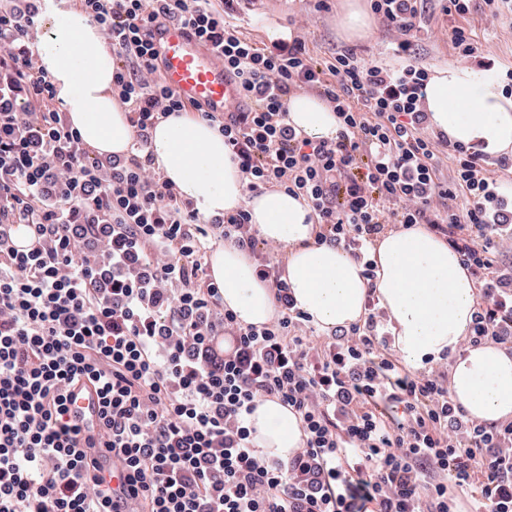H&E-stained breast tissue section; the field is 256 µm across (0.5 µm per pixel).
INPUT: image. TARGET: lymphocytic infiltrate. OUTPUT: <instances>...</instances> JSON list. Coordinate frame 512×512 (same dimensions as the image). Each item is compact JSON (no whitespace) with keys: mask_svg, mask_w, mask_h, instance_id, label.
I'll return each instance as SVG.
<instances>
[{"mask_svg":"<svg viewBox=\"0 0 512 512\" xmlns=\"http://www.w3.org/2000/svg\"><path fill=\"white\" fill-rule=\"evenodd\" d=\"M122 64L112 89L129 111L132 153L90 156L37 63L30 32L50 0H0V512H512V420L487 425L450 396L448 364L420 371L392 353L387 314L317 334L283 275L281 246L246 209L201 219L156 173L150 132L193 111L224 137L251 193L303 198L316 244L343 247L373 284L387 231L422 224L472 276L463 348L512 351V155L490 157L429 125L427 68L415 63L425 0H370L407 56L400 69L349 50L315 64L299 37L240 36L234 0H77ZM183 25L237 80L245 110L213 112L157 74L154 29ZM339 123L310 140L288 122L297 93ZM35 243L12 246L14 225ZM231 243L256 260L279 304L241 326L207 274ZM233 350H215L218 336ZM98 420L70 414L81 380ZM269 397L299 417L303 448L262 456L248 417ZM122 488L100 474L105 456Z\"/></svg>","mask_w":512,"mask_h":512,"instance_id":"f902f5d3","label":"lymphocytic infiltrate"}]
</instances>
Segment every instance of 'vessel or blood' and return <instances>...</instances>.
Listing matches in <instances>:
<instances>
[{
	"label": "vessel or blood",
	"instance_id": "vessel-or-blood-1",
	"mask_svg": "<svg viewBox=\"0 0 512 512\" xmlns=\"http://www.w3.org/2000/svg\"><path fill=\"white\" fill-rule=\"evenodd\" d=\"M156 38L162 52V76L169 89L181 97L201 102L214 112L241 106L236 80L215 62L212 50L200 45L186 28L168 23L160 27ZM97 408L93 388H86L72 399V414L77 419L95 420Z\"/></svg>",
	"mask_w": 512,
	"mask_h": 512
}]
</instances>
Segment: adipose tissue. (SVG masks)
<instances>
[{
    "mask_svg": "<svg viewBox=\"0 0 512 512\" xmlns=\"http://www.w3.org/2000/svg\"><path fill=\"white\" fill-rule=\"evenodd\" d=\"M69 120L96 155L128 156L133 143L128 113L112 92L116 59L100 28L79 9L57 13L34 45ZM433 128L452 142L491 156L512 150V96L474 67L440 63L426 88ZM296 131L333 139L338 121L321 98L297 95L288 102ZM154 167L180 197L206 217L246 208L259 236L286 248L285 277L298 307L322 332L357 322L365 314L361 266L336 245L315 244L311 210L285 191L248 196L242 173L224 148V137L207 121L182 113L151 132ZM376 296L389 320L392 347L410 369L455 352L472 320L476 289L459 258L425 226L387 234L372 253ZM210 275L226 308L242 326H262L276 315L271 287L258 279L247 253L227 244L209 259ZM450 391L473 419L512 418V354L486 344L467 349L453 363ZM262 455L288 462L303 446L300 421L274 399H258L250 416Z\"/></svg>",
    "mask_w": 512,
    "mask_h": 512,
    "instance_id": "ef3b65f1",
    "label": "adipose tissue"
}]
</instances>
